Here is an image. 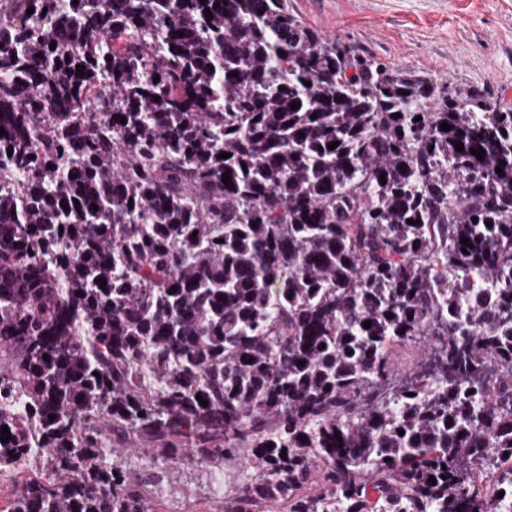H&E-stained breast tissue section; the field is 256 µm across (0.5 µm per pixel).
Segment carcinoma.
<instances>
[{"instance_id": "1", "label": "carcinoma", "mask_w": 512, "mask_h": 512, "mask_svg": "<svg viewBox=\"0 0 512 512\" xmlns=\"http://www.w3.org/2000/svg\"><path fill=\"white\" fill-rule=\"evenodd\" d=\"M0 127L3 512H150L136 447L255 469L224 512H512V108L286 0H0Z\"/></svg>"}]
</instances>
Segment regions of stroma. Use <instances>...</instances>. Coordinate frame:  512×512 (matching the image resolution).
Masks as SVG:
<instances>
[{
	"label": "stroma",
	"instance_id": "obj_1",
	"mask_svg": "<svg viewBox=\"0 0 512 512\" xmlns=\"http://www.w3.org/2000/svg\"><path fill=\"white\" fill-rule=\"evenodd\" d=\"M309 26L378 60L436 80L449 92L477 91L493 108L512 107V0H288ZM124 465L144 483L155 512H220L250 482L244 464L186 467L127 453Z\"/></svg>",
	"mask_w": 512,
	"mask_h": 512
}]
</instances>
